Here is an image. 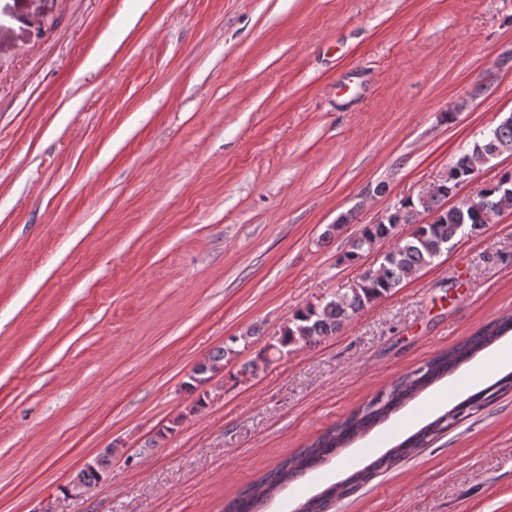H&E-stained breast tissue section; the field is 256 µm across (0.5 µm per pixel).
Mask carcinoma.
Wrapping results in <instances>:
<instances>
[{
	"mask_svg": "<svg viewBox=\"0 0 512 512\" xmlns=\"http://www.w3.org/2000/svg\"><path fill=\"white\" fill-rule=\"evenodd\" d=\"M505 152L512 153V118L506 117L491 128L490 136H481L474 140L470 150L455 156L446 177L435 188L421 192L414 198L400 200L378 222L365 226L353 241L346 259L355 261L363 254L371 252L379 243L395 240L389 250L379 255L378 266L366 269L357 282L331 300L296 311L270 348L282 354L290 346L306 345L322 337L336 335L346 327L356 312L386 297L410 276L430 265L443 253L452 250L463 236L480 231L489 217L511 213L512 170L504 172L497 181L482 188L476 204L448 206V197L455 193L460 184L473 177L476 168ZM423 214L432 216L431 221L420 223V216ZM403 224L412 226L411 231L405 235L399 234V226ZM510 330L512 316L495 321L463 343L438 353L426 364L425 369H417L384 392L381 402L376 405L366 403L325 430L297 453L283 459L275 468L263 474L254 486L244 489L225 504L224 512H261L264 503L283 485L329 461L340 449L385 422L420 392ZM232 352L234 349L230 346L219 349L188 375V381L184 383L185 389L190 392L203 390L194 409L206 406L209 393L204 387L212 375L224 366V358ZM511 386L512 376L508 375L468 396L456 403L461 408L457 416L461 419L469 416L472 414L470 406H481L490 401L497 392ZM447 428L448 424L442 421V417L435 418L389 449L368 468L352 473L344 479L343 484H332L308 498L299 506L298 512H326L327 504L332 500L331 494H345L370 477L374 470L384 466L388 468L411 456L416 449L426 444L428 438ZM111 463L112 449L107 448L94 463L79 471L71 488L95 486L105 476Z\"/></svg>",
	"mask_w": 512,
	"mask_h": 512,
	"instance_id": "obj_1",
	"label": "carcinoma"
}]
</instances>
